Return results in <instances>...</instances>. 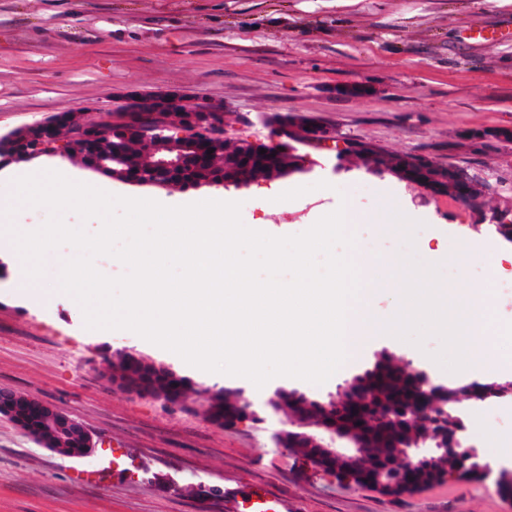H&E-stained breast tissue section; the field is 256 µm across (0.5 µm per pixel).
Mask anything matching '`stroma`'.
I'll return each instance as SVG.
<instances>
[{
  "mask_svg": "<svg viewBox=\"0 0 512 512\" xmlns=\"http://www.w3.org/2000/svg\"><path fill=\"white\" fill-rule=\"evenodd\" d=\"M362 83L369 94L337 87ZM180 88L224 105L228 139L268 141L266 116L295 112L333 128L342 144L379 153L422 154L485 180L487 222L445 197L355 157L302 147L307 169L277 181L226 189L243 223L274 236L301 233L340 205L344 190L359 222L357 254L433 262L475 237L498 252L497 274L512 277V245L491 215L512 208V0H0V132L93 107L111 110L132 90ZM75 181L112 194L152 195L178 206L209 200L132 186L58 161ZM304 186L307 194L281 200ZM12 243L0 238V390L49 401L81 422L98 445L68 458L41 447L0 415V512H246L259 490L279 512H512L495 478H457L398 497L359 488L275 447L278 421L219 428L201 411L121 391L105 360L133 350L181 369L180 361L124 331L85 329L65 299L48 305L21 293L11 276ZM438 337L423 347L381 333L354 370L385 349L402 363L431 367ZM475 432L489 450L512 436V394L482 406Z\"/></svg>",
  "mask_w": 512,
  "mask_h": 512,
  "instance_id": "35a3bbf8",
  "label": "stroma"
}]
</instances>
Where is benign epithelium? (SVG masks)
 <instances>
[{
  "instance_id": "benign-epithelium-1",
  "label": "benign epithelium",
  "mask_w": 512,
  "mask_h": 512,
  "mask_svg": "<svg viewBox=\"0 0 512 512\" xmlns=\"http://www.w3.org/2000/svg\"><path fill=\"white\" fill-rule=\"evenodd\" d=\"M73 115L74 129L70 133L60 128V114L35 125L0 133V160L21 164L43 156L67 157L82 143L87 146L96 144L99 149L83 153L85 169L97 173L119 170L122 173L119 182L124 184L138 185L143 181L147 186L186 191L197 189L199 185L185 179V154L191 152L196 159L202 149L210 150L217 142L225 140L224 134L217 132L224 125V106L199 102L179 90H130L114 102L110 112L83 108ZM147 117L161 118L151 130V137L166 141L167 150L135 167L128 161V145L141 134L139 120ZM335 141L337 137L333 129L292 113L272 124L271 142L253 141L251 145L268 153L294 154L301 164L303 159L296 154L292 143L327 147ZM388 172L478 213L484 210L487 186L461 169L442 166L425 155L409 154L401 156V160ZM369 395L367 383L356 378L347 380L333 398L335 422L322 423L310 419L304 421L298 431L279 429L273 434L275 447L314 448L316 453L307 457V461L321 470L325 469V462L329 459L340 461L351 456H364L363 449L369 447L368 437L346 434L340 425L341 417L348 415L352 404ZM496 397V388L473 381L467 386L462 399L481 406ZM437 407L438 404L434 403L419 409L426 426L434 431L435 439L413 442L400 433L388 439L383 458L392 463L397 476L378 477V486H395V481L404 476L405 471L421 466L436 454L459 455L465 452L471 461L467 476L485 479L492 474L473 438L460 430L448 433ZM31 413L38 420L35 428L27 426ZM0 415L12 420L39 445L51 451L62 453L78 447L81 455L85 456L96 448V440L83 424L58 406L38 397L0 391ZM273 416L270 397L251 395L244 398L243 411L233 420V425L262 423Z\"/></svg>"
}]
</instances>
